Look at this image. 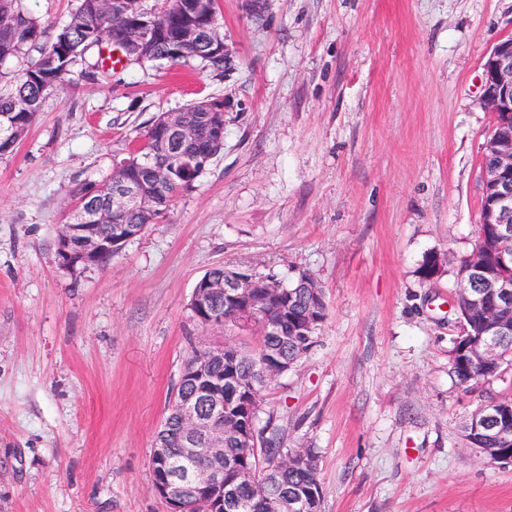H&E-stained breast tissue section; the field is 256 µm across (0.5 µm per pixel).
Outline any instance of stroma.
I'll use <instances>...</instances> for the list:
<instances>
[{
	"label": "stroma",
	"instance_id": "obj_1",
	"mask_svg": "<svg viewBox=\"0 0 512 512\" xmlns=\"http://www.w3.org/2000/svg\"><path fill=\"white\" fill-rule=\"evenodd\" d=\"M218 0L231 55L122 63L88 51L0 156V512H169L151 459L206 333L188 304L212 266L313 274L327 317L268 385L286 447L319 455L321 512H512V464L460 426L512 398L451 374L458 259L478 237L480 160L495 119L483 65L512 38V0ZM80 0H17L50 41ZM225 101L224 149L165 221L106 266H60L76 188L110 178L147 122ZM441 273L423 279L427 255Z\"/></svg>",
	"mask_w": 512,
	"mask_h": 512
}]
</instances>
